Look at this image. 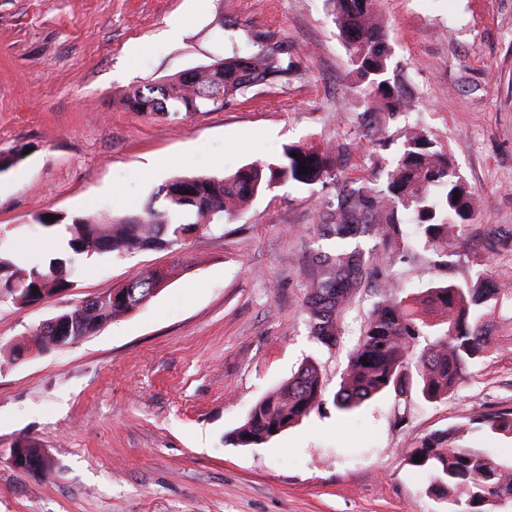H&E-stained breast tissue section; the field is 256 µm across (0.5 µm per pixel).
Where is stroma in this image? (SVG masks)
I'll use <instances>...</instances> for the list:
<instances>
[{
  "label": "stroma",
  "mask_w": 512,
  "mask_h": 512,
  "mask_svg": "<svg viewBox=\"0 0 512 512\" xmlns=\"http://www.w3.org/2000/svg\"><path fill=\"white\" fill-rule=\"evenodd\" d=\"M404 112L365 114L327 0H0V229L16 253L55 252L45 213L125 214L173 176H224L300 143L343 165L309 186L253 199L223 231L176 251L76 261L73 288L35 306L0 296V348L137 269L165 288L93 336L0 363V512H452L402 451L465 417L512 407V340L448 397L416 388L344 412L333 395L388 280L406 295L486 276L512 288V0H376ZM287 40L299 71L219 112L127 110L134 89L246 51L239 30ZM420 125L471 186L480 220L447 252L425 247L407 211L399 244L351 239L365 265L336 344L310 335L316 258L336 247L326 215L348 182L382 186L401 131ZM316 359L324 401L268 443L233 434L250 407ZM30 440L47 480L6 458Z\"/></svg>",
  "instance_id": "1"
}]
</instances>
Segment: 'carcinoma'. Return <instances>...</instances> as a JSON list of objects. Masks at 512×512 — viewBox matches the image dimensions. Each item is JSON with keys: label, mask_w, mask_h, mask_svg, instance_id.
<instances>
[{"label": "carcinoma", "mask_w": 512, "mask_h": 512, "mask_svg": "<svg viewBox=\"0 0 512 512\" xmlns=\"http://www.w3.org/2000/svg\"><path fill=\"white\" fill-rule=\"evenodd\" d=\"M338 34L347 44L359 91L372 112H403L407 102L390 76L392 51L378 25L375 0H330ZM250 46L211 63L177 73L168 80L146 85L126 97L134 112H217L249 92L288 83L297 71L288 44L265 31L245 33ZM306 169L299 170L300 164ZM333 157L302 145L283 147L270 162L246 165L235 173L216 177H175L164 184L154 200L132 216L58 217L66 246L44 263L16 256L0 237V291L27 306L42 294L63 292L73 286V263L89 255L164 251L186 244L187 236L213 233L237 220L255 196L282 183L311 185L333 167ZM459 199H454V192ZM410 214L434 252L448 248L453 231L478 222L473 192L454 169L448 153L423 128L403 133L402 152L388 165L384 187L361 185L337 198L329 221L335 226L336 249L323 255L320 276L311 283L306 316L312 336L323 346L336 345V321L352 297L353 279L362 255L345 240L369 228L385 241L399 238L395 204ZM170 273L142 268L104 299L96 296L73 312L55 318L71 320L69 339L96 334L105 324L130 313L136 304L160 292ZM507 311L512 322V288H500L478 279L448 281L410 298L396 284L375 303L354 350L348 358L333 402L351 411L373 396L404 393L409 365H414L421 396L436 401L455 392L464 371L489 356L486 327L496 313ZM36 353L57 348L49 321L33 328L11 347L8 361L20 359L24 345ZM367 362H361V359ZM316 362L308 360L277 389L258 400L234 434L242 447L266 443L307 417L323 400ZM473 428L512 436V408L476 414L432 442L405 453V461L428 476L427 490L451 501L457 512H496L498 499H512V461L503 462L460 444ZM420 462H414V457Z\"/></svg>", "instance_id": "cac0c4a2"}]
</instances>
